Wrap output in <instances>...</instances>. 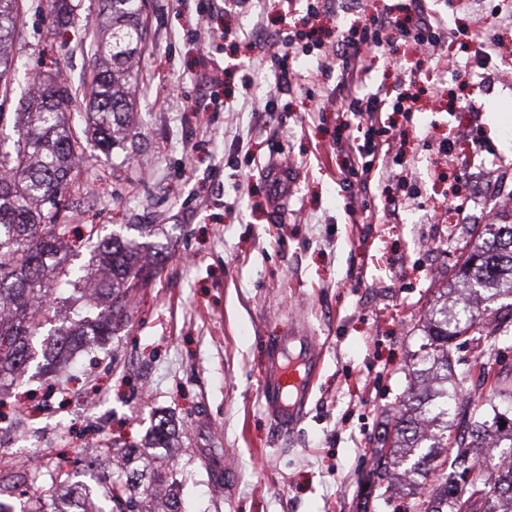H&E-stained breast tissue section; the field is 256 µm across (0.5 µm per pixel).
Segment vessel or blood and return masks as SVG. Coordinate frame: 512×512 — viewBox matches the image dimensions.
Masks as SVG:
<instances>
[{"label": "vessel or blood", "mask_w": 512, "mask_h": 512, "mask_svg": "<svg viewBox=\"0 0 512 512\" xmlns=\"http://www.w3.org/2000/svg\"><path fill=\"white\" fill-rule=\"evenodd\" d=\"M323 365L316 338L297 322H288L266 337L260 397L280 434L291 433L303 419Z\"/></svg>", "instance_id": "b4317fda"}]
</instances>
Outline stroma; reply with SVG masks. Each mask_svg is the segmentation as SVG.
Listing matches in <instances>:
<instances>
[{
  "label": "stroma",
  "instance_id": "stroma-1",
  "mask_svg": "<svg viewBox=\"0 0 512 512\" xmlns=\"http://www.w3.org/2000/svg\"><path fill=\"white\" fill-rule=\"evenodd\" d=\"M73 25L55 30L46 0H25L13 39L19 73H60L84 111L92 62L85 35L100 0H76ZM343 10L300 20L306 0H144L145 48L134 106L141 122L124 148L86 141L78 177L92 189L66 219L135 237L164 262L106 349L68 362L66 396L55 374L29 370L34 396L0 398L27 416L25 432L0 423V458L28 439L29 477L50 485L48 462L66 463L99 441L147 446L159 421L181 485L182 512H404L405 487L368 495L374 450L407 393L423 318L453 265L473 246L476 224H512V204L477 179L512 192V0H427L448 47L415 54L396 44L363 75V92L408 95L411 112L384 109L365 182L342 173L361 145L339 69L323 53L343 31L385 8L406 19L411 0H343ZM221 44L190 39L200 17ZM266 42L291 40L303 79L276 86L260 64ZM224 69L221 85L201 75ZM275 89L273 109L244 105L241 85ZM218 104L206 119L204 96ZM291 159L299 179L288 212L273 210L265 169ZM297 321L324 347V369L304 420L280 436L260 402L266 336ZM229 481L217 488L215 468Z\"/></svg>",
  "mask_w": 512,
  "mask_h": 512
}]
</instances>
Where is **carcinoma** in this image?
<instances>
[{"mask_svg": "<svg viewBox=\"0 0 512 512\" xmlns=\"http://www.w3.org/2000/svg\"><path fill=\"white\" fill-rule=\"evenodd\" d=\"M20 0H0V98L11 96L16 70L10 47ZM142 0H102L99 32L89 48L96 73L92 112L71 111L73 95L58 79L31 78L22 112H0V127L12 124L18 139L0 153V396L22 382L39 328L61 320L70 303L83 300L90 316L55 328L50 349L65 356L102 347L129 320L128 310L155 278L162 259L116 236L85 225L90 248L86 267L71 266L73 225L62 219L64 194L78 196L89 183H74L72 170L92 136L106 150L121 146L134 125L132 88L143 51ZM61 26L74 15L73 0H50ZM454 277L452 304L430 311L411 379L435 381L422 392L410 384L407 404L386 429L389 453L376 456L374 486L386 492L403 477L414 483L416 512H512V484L486 475L488 467H512V373L495 369L493 354L512 337V224H487ZM504 297L493 323L480 317L484 301ZM464 336L476 352L473 367L482 388L458 391L451 372V342ZM509 451L496 453L502 442ZM445 454L451 475L437 473ZM135 462L138 482L114 481L104 497L111 512H180L178 480L170 459L148 449L121 455V469ZM69 471L55 469L48 489L0 474V512H15L14 494L31 501L20 512H68L59 494Z\"/></svg>", "mask_w": 512, "mask_h": 512, "instance_id": "1", "label": "carcinoma"}]
</instances>
